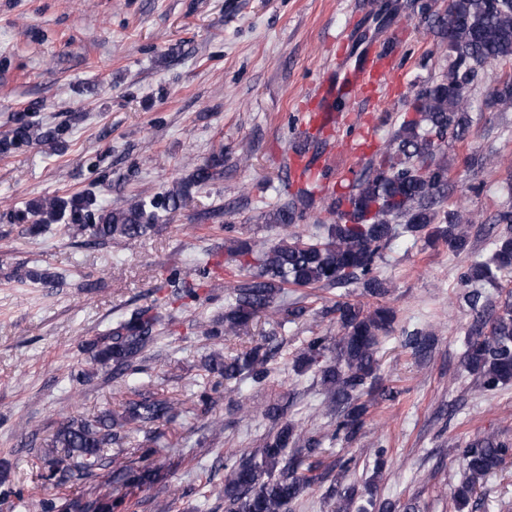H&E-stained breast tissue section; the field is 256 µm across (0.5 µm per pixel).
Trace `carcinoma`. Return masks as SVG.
<instances>
[{"label": "carcinoma", "instance_id": "obj_1", "mask_svg": "<svg viewBox=\"0 0 512 512\" xmlns=\"http://www.w3.org/2000/svg\"><path fill=\"white\" fill-rule=\"evenodd\" d=\"M421 18L439 38L444 51L441 75L424 82L411 106L414 117L404 121L387 145L377 151L345 191L331 195L327 211L333 222L321 225L323 236L304 238L287 234L275 243L234 239L228 248L230 260L224 272L233 280L224 310L223 328L201 324V333L219 341L239 333L258 313L279 307L288 286L320 288L362 285L364 292L380 298L387 293L377 275L382 250L395 236V225L422 234L429 241H442L455 255L471 250L469 236L461 227L460 214L445 206L449 181L443 144L450 136L463 140L473 126L469 87L478 69L488 63L512 64V0H448L444 9L420 5ZM488 105L512 107V73L488 93ZM59 128L45 129L19 118L11 136L0 140V151L23 145L56 141ZM224 164V154L195 167L188 178L146 200H116L109 208L99 206L92 191L68 198L48 196L32 201L22 216L32 219L29 231L35 235L66 218L87 235L86 244L118 240L131 246L154 231L160 213L177 208L193 187L214 179ZM309 195L299 189L293 198L269 213L271 224L294 222L298 206ZM503 231L489 232L491 255L476 260L463 273L468 291L464 300L472 320L464 331V370L475 377L483 392L512 384V289L496 303L483 299L479 286L496 285L500 273L512 268V208L495 216ZM220 280L186 283L173 293L174 299L197 298L200 290ZM341 335L313 336L294 361L295 371H313L328 395L326 411L338 418L336 431L355 435L368 411L366 397L379 380L377 353L395 322L394 311L384 305L366 308L340 299L331 309ZM162 316L155 307H143L123 316L87 343L88 368L77 374L87 383L100 374L127 376L139 373L135 363L154 344ZM271 338L249 351L227 358L213 351L204 367L227 381L265 382L273 354ZM405 345L419 355L427 354L434 337L420 331L406 332ZM187 411L185 402L147 391L135 382L129 396L116 409H105L92 418L71 417L44 443L48 465L46 480L56 485H78L102 470L124 477L129 486L150 487L159 480L158 468L148 464L130 472L123 456L126 428L136 427L152 440L153 426L169 422ZM320 441L303 434L300 426L284 422L260 448L231 456L224 463L225 512H290V507L319 479V463L304 461L319 449ZM64 455H52V449ZM465 477L451 496L453 512H471L478 488L512 456V443L488 434L455 449ZM358 494L353 482L338 481L330 496L336 498L334 512H351ZM125 498L109 491L92 498L40 501V512H119Z\"/></svg>", "mask_w": 512, "mask_h": 512}]
</instances>
